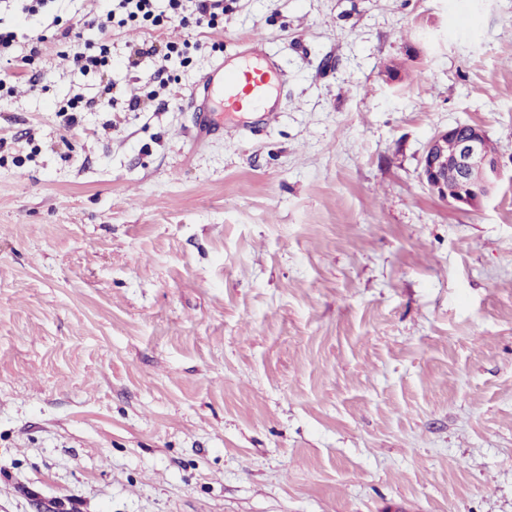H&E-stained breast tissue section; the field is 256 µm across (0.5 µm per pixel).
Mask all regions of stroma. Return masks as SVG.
Wrapping results in <instances>:
<instances>
[{"mask_svg": "<svg viewBox=\"0 0 512 512\" xmlns=\"http://www.w3.org/2000/svg\"><path fill=\"white\" fill-rule=\"evenodd\" d=\"M105 7L0 0L41 41L0 92V512H512V0H224L80 74L61 32ZM256 30L278 120L194 142ZM153 42L187 46L163 90ZM459 123L501 173L466 210L420 178Z\"/></svg>", "mask_w": 512, "mask_h": 512, "instance_id": "35a3bbf8", "label": "stroma"}]
</instances>
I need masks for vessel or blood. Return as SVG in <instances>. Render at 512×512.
Here are the masks:
<instances>
[{
  "mask_svg": "<svg viewBox=\"0 0 512 512\" xmlns=\"http://www.w3.org/2000/svg\"><path fill=\"white\" fill-rule=\"evenodd\" d=\"M282 76L281 65L268 52L264 35L253 33L234 57L217 59L188 90L185 105L196 116L195 138L203 140L219 132L213 119L217 112L256 113L262 124L275 122Z\"/></svg>",
  "mask_w": 512,
  "mask_h": 512,
  "instance_id": "b4317fda",
  "label": "vessel or blood"
}]
</instances>
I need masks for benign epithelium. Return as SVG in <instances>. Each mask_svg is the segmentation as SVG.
<instances>
[{"instance_id": "7a95c632", "label": "benign epithelium", "mask_w": 512, "mask_h": 512, "mask_svg": "<svg viewBox=\"0 0 512 512\" xmlns=\"http://www.w3.org/2000/svg\"><path fill=\"white\" fill-rule=\"evenodd\" d=\"M450 139L454 145L451 152ZM421 178L431 192L460 207H474L489 198L500 171L483 128L459 123L436 132L421 161Z\"/></svg>"}]
</instances>
